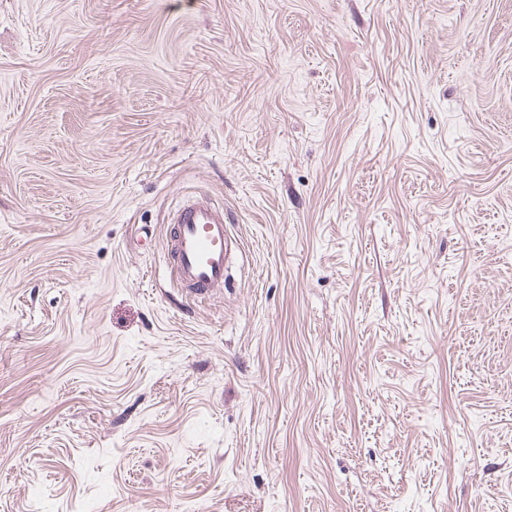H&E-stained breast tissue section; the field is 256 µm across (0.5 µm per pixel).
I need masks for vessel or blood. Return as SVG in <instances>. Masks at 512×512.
Segmentation results:
<instances>
[{
  "mask_svg": "<svg viewBox=\"0 0 512 512\" xmlns=\"http://www.w3.org/2000/svg\"><path fill=\"white\" fill-rule=\"evenodd\" d=\"M166 248L171 273L186 293L204 298L224 285L235 256L245 254L224 220V208L205 198L177 207L170 219Z\"/></svg>",
  "mask_w": 512,
  "mask_h": 512,
  "instance_id": "obj_1",
  "label": "vessel or blood"
}]
</instances>
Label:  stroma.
Returning a JSON list of instances; mask_svg holds the SVG:
<instances>
[{
    "label": "stroma",
    "mask_w": 512,
    "mask_h": 512,
    "mask_svg": "<svg viewBox=\"0 0 512 512\" xmlns=\"http://www.w3.org/2000/svg\"><path fill=\"white\" fill-rule=\"evenodd\" d=\"M191 506L512 512V0H0V512ZM169 224L170 271L183 290L201 299L224 286L231 260L246 252L225 224L224 207L205 198L187 200L174 210Z\"/></svg>",
    "instance_id": "obj_1"
}]
</instances>
